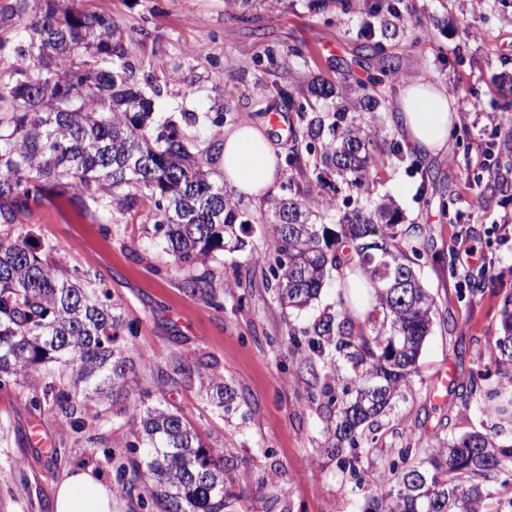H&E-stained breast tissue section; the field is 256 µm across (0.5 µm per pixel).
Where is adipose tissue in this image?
<instances>
[{
    "label": "adipose tissue",
    "instance_id": "adipose-tissue-1",
    "mask_svg": "<svg viewBox=\"0 0 512 512\" xmlns=\"http://www.w3.org/2000/svg\"><path fill=\"white\" fill-rule=\"evenodd\" d=\"M456 115L443 85L419 77L408 81L395 105L399 137L417 155L428 158L446 152ZM225 182L238 194L259 198L274 184L277 149L251 121L224 133L221 150ZM343 297L359 320L373 314L375 290L355 265L343 266L337 276ZM53 512H112V486L90 469L67 471L52 491Z\"/></svg>",
    "mask_w": 512,
    "mask_h": 512
}]
</instances>
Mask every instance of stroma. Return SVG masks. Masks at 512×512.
Instances as JSON below:
<instances>
[{
  "instance_id": "1",
  "label": "stroma",
  "mask_w": 512,
  "mask_h": 512,
  "mask_svg": "<svg viewBox=\"0 0 512 512\" xmlns=\"http://www.w3.org/2000/svg\"><path fill=\"white\" fill-rule=\"evenodd\" d=\"M84 6L111 16L124 31V60L143 91L159 89L155 112L181 119L223 113L222 126H189L203 146L224 141L225 129L245 121L266 122L256 111L262 63L277 49L284 86L307 87L336 81L337 60L348 63L350 84L376 74V59L359 50L362 17L334 9L314 10L310 0H264L253 9L251 25L229 18L224 0H83ZM426 38L412 43L399 37L386 44L399 63L397 81L387 84L380 125L386 143L398 144L393 105L400 82L429 77L446 87L459 116L445 154L424 159L408 147L385 155L373 170L374 198L388 197L404 223L421 225L415 268L436 297L438 311L408 387L379 421L375 442H360L354 453L364 478L355 490L348 474L326 451L328 421L321 406L308 402L325 379L311 375L303 354L288 340L290 326L304 327L323 311L338 308L335 285L323 288L309 311L299 317L281 308L261 260L264 228L252 225L245 251L212 264L217 304L185 289V269L149 246L145 218L129 216L100 232L99 219L71 195L45 188L28 203L24 219L45 240L59 247L67 267L96 274L108 285L122 315L137 321L130 343V398L157 393L160 376L176 359L193 355L203 374L222 378L236 399L230 408L212 405L199 382L166 386L168 399L200 430L204 441L223 449L240 496L236 512H361L366 497L384 493L379 475L387 472L405 431L415 445L432 448L437 438L480 431L512 445V385L490 378L496 390L491 416L459 393L473 373L490 368L500 309L512 297V196L483 202L478 177L491 145L501 144L485 113L512 101V0H402ZM149 36H141L139 26ZM202 58H193L194 50ZM291 136L280 138V176L261 199H248L254 216L272 200L306 189L287 157L302 128L297 112H286ZM477 248L471 269L455 260L458 238ZM489 271H482V264ZM482 277L481 293L469 294L466 274ZM453 380L445 402L432 392L442 371ZM26 385L0 388V512H52L54 483L71 469L93 468L113 484L112 512H141L137 491L115 485L118 464L128 456L134 425L117 416L111 404L82 409L84 426L73 430L54 408L32 409ZM38 425L41 438L31 441Z\"/></svg>"
}]
</instances>
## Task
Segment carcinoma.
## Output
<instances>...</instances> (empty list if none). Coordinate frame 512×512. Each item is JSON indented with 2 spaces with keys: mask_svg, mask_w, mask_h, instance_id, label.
Returning a JSON list of instances; mask_svg holds the SVG:
<instances>
[{
  "mask_svg": "<svg viewBox=\"0 0 512 512\" xmlns=\"http://www.w3.org/2000/svg\"><path fill=\"white\" fill-rule=\"evenodd\" d=\"M257 0H229L231 17L251 20ZM344 14L364 16L361 49L378 58L379 74L355 86L341 77L334 85L313 87L323 101L316 107L294 90L272 83L282 103L306 121L307 152H320L315 179H307L306 197L271 205L272 220L263 259L269 264L275 294L284 307L302 312L316 301L333 270L357 259L373 285L381 311L365 329L340 300L341 309L325 311L311 326L292 328L294 349L307 360L322 361L324 378L340 380L337 358L347 361L359 381L355 395L338 408L329 451L346 463L347 448L391 409L392 400L416 372L429 336L437 300L417 274L399 241L419 251L415 226L402 224L391 202L341 211L332 198L313 210L309 195L325 168L346 184L369 192V176L379 166L380 129L374 112L386 84L397 75V62L384 41L410 31L413 42L423 34L410 19H399L396 0H333ZM383 18L380 28L373 20ZM13 54L23 63L0 72V224L21 223L15 209L21 196H37L41 182L83 195L84 205L110 216L111 224L145 212L151 237L179 267L195 270L185 281L191 293L217 299L207 263L224 252L242 251L247 242L237 229L251 223L243 198L216 184L205 169L210 155L188 148L191 139L174 120L154 117V101L133 87L124 56L123 33L102 13L60 8V0H9L0 6V56ZM332 113L325 124L322 113ZM480 195L492 200L512 191V167L497 159L479 183ZM339 224L341 235H329L323 221ZM53 247L41 248L28 232L0 237V387L28 384L31 405L61 410L75 430L78 394L107 397L125 390L129 370L126 337L138 327L111 302L102 281L84 271L60 268ZM399 271L409 282L405 298L390 287L387 273ZM497 375L512 382V298L501 309V331L495 342ZM57 363L77 372L81 392L39 386V369ZM201 376L185 357L163 381L191 383ZM212 403L228 408L235 393L216 379L208 381ZM119 413L139 421L132 457L116 474L122 486L142 483L141 507L160 512H233L240 499L232 491L224 453L210 448L175 404L155 406L129 402ZM405 435L397 459L390 462L387 493L373 495L363 512H502L512 507V475L501 462L512 458V446L498 445L472 431L437 438L425 457Z\"/></svg>",
  "mask_w": 512,
  "mask_h": 512,
  "instance_id": "1",
  "label": "carcinoma"
}]
</instances>
